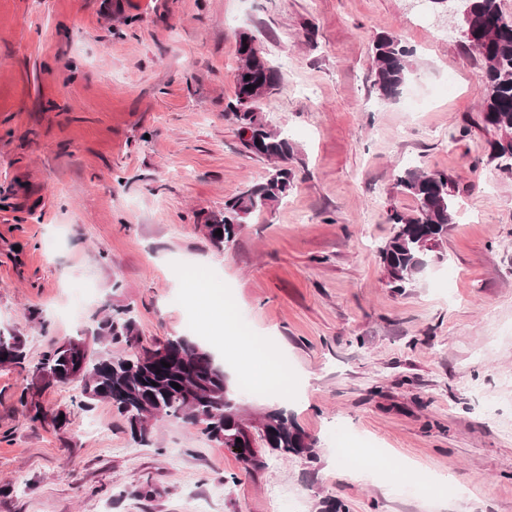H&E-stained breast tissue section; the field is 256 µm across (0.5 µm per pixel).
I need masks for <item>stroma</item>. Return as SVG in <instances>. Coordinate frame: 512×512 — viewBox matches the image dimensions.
I'll return each mask as SVG.
<instances>
[{
	"mask_svg": "<svg viewBox=\"0 0 512 512\" xmlns=\"http://www.w3.org/2000/svg\"><path fill=\"white\" fill-rule=\"evenodd\" d=\"M243 29L284 77L260 112L296 147L294 183L220 250L206 216L271 169L224 110ZM381 33L414 51L389 100L374 87ZM482 79L444 4L0 0V329L34 363L127 306L145 343L186 336L239 360L181 267L223 286L235 335L284 360L286 397L246 390L244 408L285 409L319 456L248 473L173 418L141 446L109 403L73 406L71 386L41 398L64 428L33 423L18 402L30 374L0 368V512H272L275 492L299 512L325 497L349 512H512V174L488 156ZM414 166L454 178L458 218L444 260L400 294L378 248L390 210L416 207L395 186ZM340 438L468 494L354 479Z\"/></svg>",
	"mask_w": 512,
	"mask_h": 512,
	"instance_id": "obj_1",
	"label": "stroma"
}]
</instances>
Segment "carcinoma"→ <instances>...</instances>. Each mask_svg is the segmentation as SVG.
<instances>
[{
  "mask_svg": "<svg viewBox=\"0 0 512 512\" xmlns=\"http://www.w3.org/2000/svg\"><path fill=\"white\" fill-rule=\"evenodd\" d=\"M463 9L468 12L474 40L483 48L482 121L500 133L497 140L490 142L489 158L511 172L512 15L502 11L500 0H463ZM371 51L374 86L382 97L392 99L408 79L412 51L401 39L388 34L379 35ZM236 52L239 73L234 96L224 111L234 115L239 136L251 133L250 139L241 140L243 148L274 162V166L263 182L248 185L225 201L223 213L207 217L203 227L219 249L234 240L246 216L273 208L293 186L288 160L294 155V145L287 133L271 129L257 112V103L281 87L282 73L254 48V37L245 30L238 33ZM396 187L415 200L416 209L411 214L392 211L389 220L394 225L393 233L379 248V257L386 284L402 292L444 259L442 246L456 217L455 187L448 174L420 166L398 176ZM219 229L220 236L215 234ZM93 341L102 345V352L75 379L66 372L74 356L88 351L87 338L83 336L53 346L32 368L46 363L59 367L60 375L53 377L51 385L76 383L80 388L76 404L82 408L88 409L96 401L110 403L126 416L137 444H152L154 422L174 418L200 427L208 439L235 449L247 473L265 466L261 452L255 448L258 440L282 457L316 458V441L283 409L259 413L253 428L244 424L239 387L209 347L185 336L169 338L165 362L170 367L166 368L156 359V350L140 346L136 320L129 307L112 309L98 323ZM6 361L22 370L29 366L21 338L0 329V364ZM173 382L180 389L173 388ZM19 401L31 422L41 421L44 411L37 391L22 392Z\"/></svg>",
  "mask_w": 512,
  "mask_h": 512,
  "instance_id": "cac0c4a2",
  "label": "carcinoma"
}]
</instances>
